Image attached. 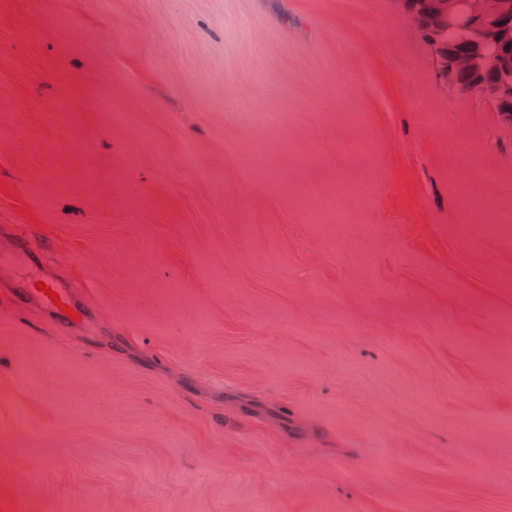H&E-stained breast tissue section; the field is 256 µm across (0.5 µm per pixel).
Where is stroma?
I'll return each mask as SVG.
<instances>
[{"label":"stroma","instance_id":"obj_1","mask_svg":"<svg viewBox=\"0 0 512 512\" xmlns=\"http://www.w3.org/2000/svg\"><path fill=\"white\" fill-rule=\"evenodd\" d=\"M16 252L0 512H512V123L395 0H0ZM36 283H43L44 285L49 286L53 292L58 293V296L61 299L62 304L71 307V309L77 313V309L75 307V302L73 299V290L71 289V287L47 275L36 277L30 281L29 289L32 299L39 306L49 311L63 312L59 309V307L53 305L52 299L49 296H47L45 293L41 292V290L37 288Z\"/></svg>","mask_w":512,"mask_h":512}]
</instances>
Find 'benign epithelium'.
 Instances as JSON below:
<instances>
[{
    "label": "benign epithelium",
    "instance_id": "1",
    "mask_svg": "<svg viewBox=\"0 0 512 512\" xmlns=\"http://www.w3.org/2000/svg\"><path fill=\"white\" fill-rule=\"evenodd\" d=\"M413 26L424 33L434 51L439 74L448 87L491 103L506 122H512V61L501 59L492 49L495 42L512 41V8L504 10L497 0H439L438 9L429 8V0H396ZM458 31L468 45L459 51L442 37ZM473 72L475 78L461 86V72Z\"/></svg>",
    "mask_w": 512,
    "mask_h": 512
}]
</instances>
